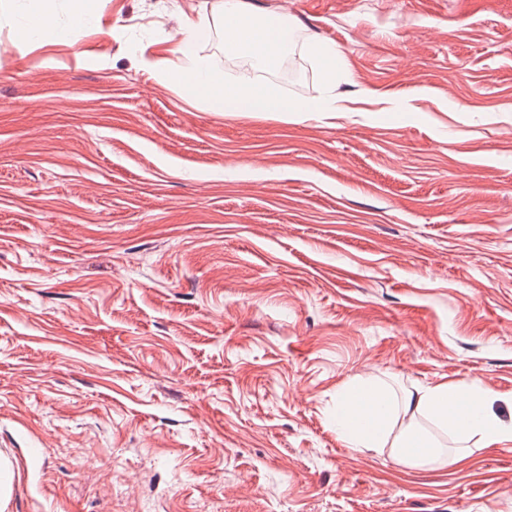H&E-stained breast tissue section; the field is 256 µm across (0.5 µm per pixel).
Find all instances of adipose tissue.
<instances>
[{
  "instance_id": "ef3b65f1",
  "label": "adipose tissue",
  "mask_w": 512,
  "mask_h": 512,
  "mask_svg": "<svg viewBox=\"0 0 512 512\" xmlns=\"http://www.w3.org/2000/svg\"><path fill=\"white\" fill-rule=\"evenodd\" d=\"M53 0H34L28 8L23 38L77 43L95 20L91 0H79L69 26H58ZM220 27L224 50L249 52L262 71L273 69L288 44L279 22L255 18L246 5L229 0L221 18L200 13L183 16L175 33L177 60L164 71L168 82L207 101L212 109L238 115L297 116L305 112H332L335 99L301 102L288 98L271 82L248 84L225 81L196 57L192 47L213 27ZM491 394L479 380L438 383L396 394L383 380L353 382L336 396L330 417L338 439L355 450L390 449L404 465L451 464L469 460L483 448L512 446V423L489 407Z\"/></svg>"
}]
</instances>
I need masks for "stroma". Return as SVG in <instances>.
Returning a JSON list of instances; mask_svg holds the SVG:
<instances>
[{
    "label": "stroma",
    "mask_w": 512,
    "mask_h": 512,
    "mask_svg": "<svg viewBox=\"0 0 512 512\" xmlns=\"http://www.w3.org/2000/svg\"><path fill=\"white\" fill-rule=\"evenodd\" d=\"M222 2L43 44L0 0V512H512V447L410 469L328 413L477 379L512 418V0H246L265 80L339 105L290 119L159 76ZM313 57L318 58L322 63L323 79L331 83L336 79V64L341 58V52L336 46L329 44H314L310 48Z\"/></svg>",
    "instance_id": "obj_1"
}]
</instances>
